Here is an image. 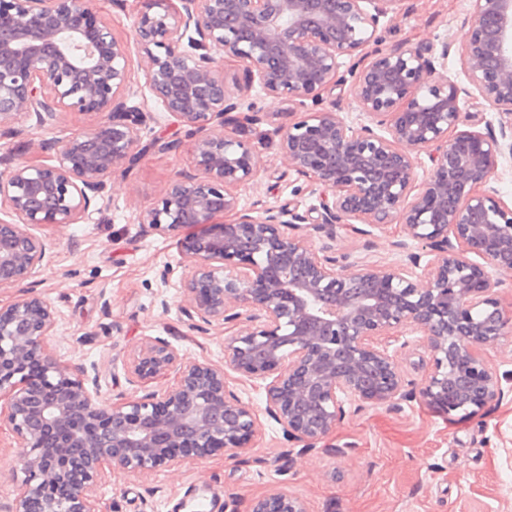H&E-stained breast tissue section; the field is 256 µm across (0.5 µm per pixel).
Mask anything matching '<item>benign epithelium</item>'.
<instances>
[{"label": "benign epithelium", "mask_w": 512, "mask_h": 512, "mask_svg": "<svg viewBox=\"0 0 512 512\" xmlns=\"http://www.w3.org/2000/svg\"><path fill=\"white\" fill-rule=\"evenodd\" d=\"M143 14L134 40L145 87L194 138L191 170L140 212L144 234L179 237L188 271L182 314L199 332L235 327L224 362H181L147 337L127 364L129 381L171 377L163 390L115 402L97 380L56 357L48 339L58 313L29 290L0 303V422L16 433L26 476L6 512H101L94 489L109 470L148 473L217 451L233 454L275 422L282 439L311 449L365 404L402 409L417 398L446 414L472 415L505 396L486 351L512 339V307L495 273L512 271V204L498 187L512 170V0H469L459 63L466 84L445 74L451 43L379 49L381 17L402 0H179ZM354 63L341 74L342 60ZM244 66L248 86L288 96L303 115L279 133L289 169L333 201L240 203L265 160L260 146L224 127L242 108L220 62ZM127 46L97 20L92 0H0V128L22 119L51 125L67 111L95 121L64 141H44L40 164L0 171V288L42 265L47 243L31 232L79 224L101 211L108 181L148 150L147 113L128 105ZM349 85L363 120L349 121L328 92ZM478 95L497 125L463 130L465 100ZM428 176L418 181L420 155ZM347 224L366 235L402 224L403 258L392 267L339 265L305 231ZM425 245L432 258L409 250ZM404 327L423 336L431 367L406 388L390 352ZM264 381L256 409L229 390L224 367ZM252 512H309L286 490Z\"/></svg>", "instance_id": "7a95c632"}]
</instances>
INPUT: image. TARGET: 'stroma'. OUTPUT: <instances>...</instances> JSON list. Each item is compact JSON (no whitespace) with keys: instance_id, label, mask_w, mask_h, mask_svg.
I'll use <instances>...</instances> for the list:
<instances>
[{"instance_id":"obj_1","label":"stroma","mask_w":512,"mask_h":512,"mask_svg":"<svg viewBox=\"0 0 512 512\" xmlns=\"http://www.w3.org/2000/svg\"><path fill=\"white\" fill-rule=\"evenodd\" d=\"M158 0H94L96 17L111 25L129 51L136 80L144 62L132 39L135 21L155 12ZM468 0H404L399 13L388 15L380 46L436 47L442 40L461 45ZM227 88L263 114L258 125L243 124L241 137L261 142L266 168L254 184L239 191L243 204L259 200L268 206L295 202L317 204V195L296 191V174L279 150V133L300 115L288 97L260 96L247 86L240 63L223 65ZM131 104L151 112L144 140H179L178 151L147 153L125 176L113 177L105 207L89 223L43 226L37 236L49 250L34 279L39 292L60 314L49 340L57 356L71 365L98 364L101 384L133 400L143 388L129 385L125 369L130 354L145 337L165 338L183 362L224 361V331L201 334L184 323V298L178 281L162 285L159 273H182L185 260L177 238L139 232L138 214L158 204L161 190L189 167L192 140L185 127L162 112L148 91ZM90 117L65 114L54 126L37 127L23 120L0 130V171L40 158L43 140H64L82 130ZM403 227L388 224L360 236L336 228L335 239L311 232L314 246L330 243L337 257L365 260L381 267L398 256L394 241ZM404 377L421 382L431 362L417 334L404 331L394 347ZM276 424L266 423L239 455L219 451L200 463L172 467L142 476L108 472L96 489L103 512H197L200 495L211 512H250L253 500L283 488L303 497L310 512H512V394L489 403L476 415H451L414 402L402 410L368 406L349 413L316 448L284 451ZM25 460L17 437L0 424V505L15 498L25 477Z\"/></svg>"}]
</instances>
